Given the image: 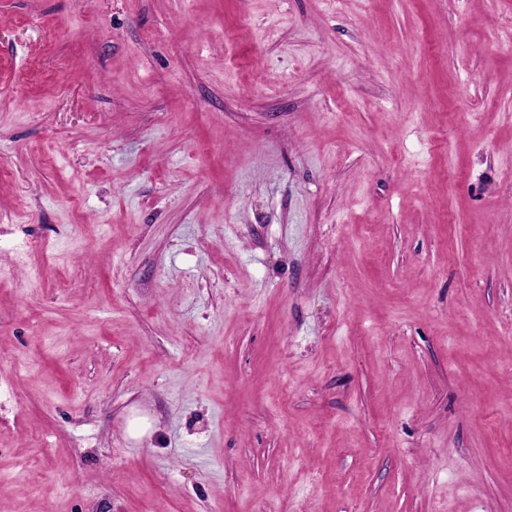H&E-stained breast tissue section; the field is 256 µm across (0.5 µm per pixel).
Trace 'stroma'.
<instances>
[{"mask_svg": "<svg viewBox=\"0 0 512 512\" xmlns=\"http://www.w3.org/2000/svg\"><path fill=\"white\" fill-rule=\"evenodd\" d=\"M510 454L512 0H0V512H512Z\"/></svg>", "mask_w": 512, "mask_h": 512, "instance_id": "1", "label": "stroma"}]
</instances>
